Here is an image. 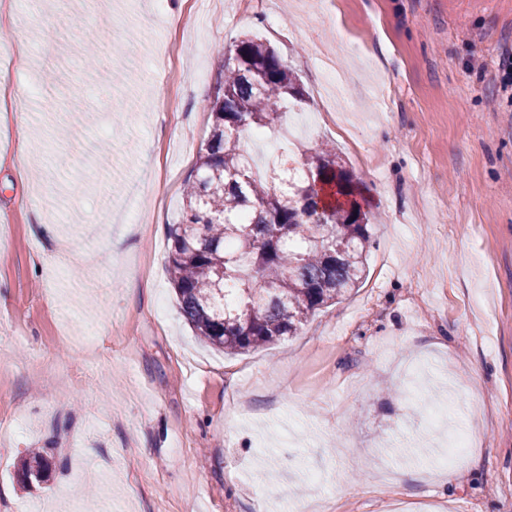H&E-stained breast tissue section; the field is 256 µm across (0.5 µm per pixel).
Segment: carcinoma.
<instances>
[{"instance_id":"carcinoma-1","label":"carcinoma","mask_w":512,"mask_h":512,"mask_svg":"<svg viewBox=\"0 0 512 512\" xmlns=\"http://www.w3.org/2000/svg\"><path fill=\"white\" fill-rule=\"evenodd\" d=\"M207 108L210 136L169 225L168 269L179 309L197 336L247 352L294 336L319 308L365 275L371 215L328 203L322 185L355 191L336 152L321 148L282 162L300 173L286 188L256 173L243 137L274 131L288 105L305 101L296 75L256 37L229 47ZM45 455L30 453L24 477L39 478Z\"/></svg>"}]
</instances>
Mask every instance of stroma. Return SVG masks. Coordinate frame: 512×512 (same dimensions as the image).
Returning a JSON list of instances; mask_svg holds the SVG:
<instances>
[{
	"mask_svg": "<svg viewBox=\"0 0 512 512\" xmlns=\"http://www.w3.org/2000/svg\"><path fill=\"white\" fill-rule=\"evenodd\" d=\"M89 4L0 26L33 50L26 112L0 116V512H512V0H115L86 25ZM252 35L310 94L298 144L335 145L376 220L360 288L227 355L180 314L167 227L219 52ZM22 134L46 146L23 173Z\"/></svg>",
	"mask_w": 512,
	"mask_h": 512,
	"instance_id": "obj_1",
	"label": "stroma"
}]
</instances>
